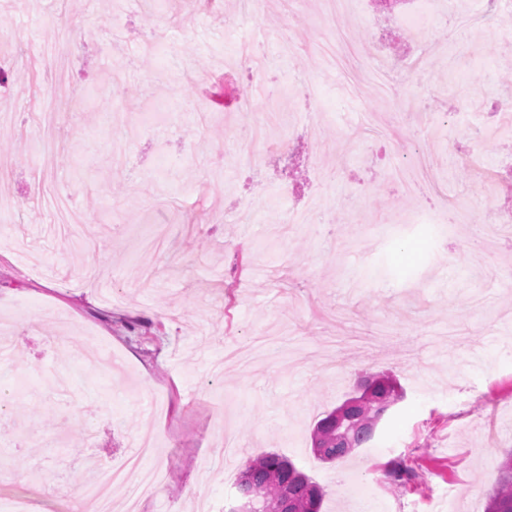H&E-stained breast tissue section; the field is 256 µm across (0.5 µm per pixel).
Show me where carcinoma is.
I'll use <instances>...</instances> for the list:
<instances>
[{"label":"carcinoma","mask_w":512,"mask_h":512,"mask_svg":"<svg viewBox=\"0 0 512 512\" xmlns=\"http://www.w3.org/2000/svg\"><path fill=\"white\" fill-rule=\"evenodd\" d=\"M400 397L395 380L377 379L371 393L357 396V404L349 413L339 416L341 407L338 406L317 422L311 435L312 453L324 463H333L362 447L373 438L377 422ZM385 474L400 485L418 477L414 468L400 461L390 462ZM236 488L242 501L257 492L266 507L286 503L292 512H321L325 497L324 490L292 462L271 452L249 459L239 474ZM487 512H512V451L505 454L498 478L488 492Z\"/></svg>","instance_id":"cac0c4a2"}]
</instances>
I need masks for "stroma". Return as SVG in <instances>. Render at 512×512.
Segmentation results:
<instances>
[{
	"label": "stroma",
	"mask_w": 512,
	"mask_h": 512,
	"mask_svg": "<svg viewBox=\"0 0 512 512\" xmlns=\"http://www.w3.org/2000/svg\"><path fill=\"white\" fill-rule=\"evenodd\" d=\"M483 5L450 0L409 114L377 95L363 57L374 35L400 61L418 54L399 27L412 0L330 16L322 0L248 13L138 0L118 18L109 0H0V31L28 58L0 71V107L19 115L0 121V198L14 203L0 211V335L16 343L0 364L13 394L0 501L70 512L93 463L122 467L150 430L166 479L137 512H228L267 451L324 488L323 512H485L512 451V240L482 242L512 222V198L486 177L512 172V144L442 125L467 95L483 129L505 122L512 7ZM231 24L264 29L260 71L235 64ZM338 34L353 58L332 69ZM62 46L84 112L48 133L28 115L53 97L44 61ZM257 87L270 100L245 109ZM268 112L278 151L247 136ZM420 157L454 221L393 180L395 160ZM323 192L334 236L267 234ZM369 373L393 376L402 400L363 448L321 463L315 422ZM394 460L418 480L389 483Z\"/></svg>",
	"instance_id": "obj_1"
}]
</instances>
